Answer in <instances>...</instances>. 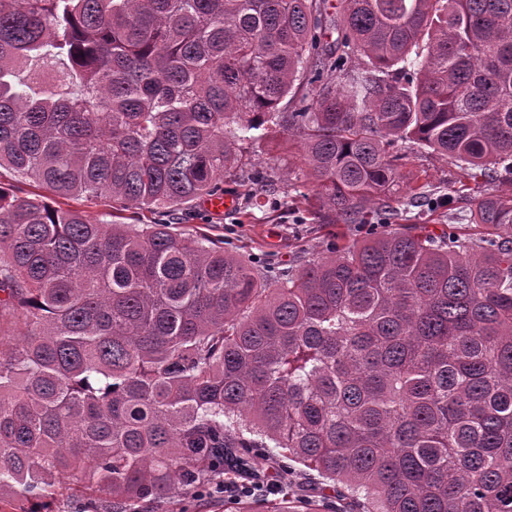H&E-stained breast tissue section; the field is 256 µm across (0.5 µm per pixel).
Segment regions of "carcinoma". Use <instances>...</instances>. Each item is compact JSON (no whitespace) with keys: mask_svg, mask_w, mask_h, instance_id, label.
<instances>
[{"mask_svg":"<svg viewBox=\"0 0 512 512\" xmlns=\"http://www.w3.org/2000/svg\"><path fill=\"white\" fill-rule=\"evenodd\" d=\"M278 136L325 224L427 199L400 141L512 173V0H0V168L153 216L0 184V500L68 473L137 512L263 460L316 473L266 512H512V195L287 270L174 228ZM58 201L62 207L77 209L91 220L104 222L116 221L124 224H138V214H134L132 212L133 210L116 213L114 217H112V208L110 207V203L104 198H99L96 200L58 199Z\"/></svg>","mask_w":512,"mask_h":512,"instance_id":"cac0c4a2","label":"carcinoma"}]
</instances>
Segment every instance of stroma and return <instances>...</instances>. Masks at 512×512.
Instances as JSON below:
<instances>
[{
	"label": "stroma",
	"instance_id": "35a3bbf8",
	"mask_svg": "<svg viewBox=\"0 0 512 512\" xmlns=\"http://www.w3.org/2000/svg\"><path fill=\"white\" fill-rule=\"evenodd\" d=\"M406 170L422 171L429 183L432 205L402 199L394 204L391 229L426 228L436 234L456 225L459 233L481 232L473 221V209L483 193L497 190L512 193V177L500 172L486 182H461L457 167L412 142L400 143ZM241 166L235 171L244 181L254 171L266 173L271 182L270 200L262 207L238 198L236 208L216 215L197 205L191 221L198 233L215 241L232 240L237 250L256 258L270 257L281 266L297 264L323 254L329 240L348 242L359 234L351 224H324L311 212L307 202L312 186L305 178L306 168L297 148L278 145L274 140L253 141L241 146ZM60 492L55 498L37 503L38 512H103L105 500H91L89 495L67 477H60ZM235 502L211 492H178L162 502L145 501L143 512H235Z\"/></svg>",
	"mask_w": 512,
	"mask_h": 512
}]
</instances>
